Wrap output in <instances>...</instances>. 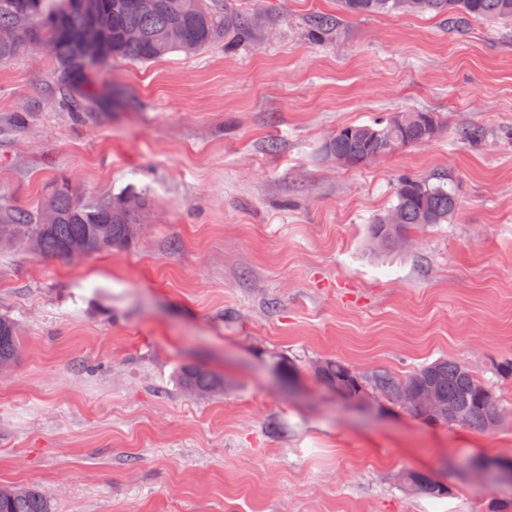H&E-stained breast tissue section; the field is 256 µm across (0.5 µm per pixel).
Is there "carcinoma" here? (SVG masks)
Returning <instances> with one entry per match:
<instances>
[{"label": "carcinoma", "instance_id": "cac0c4a2", "mask_svg": "<svg viewBox=\"0 0 512 512\" xmlns=\"http://www.w3.org/2000/svg\"><path fill=\"white\" fill-rule=\"evenodd\" d=\"M19 0H0V30L13 29L18 40L0 44V60L22 52L29 40H48L57 62V74L50 87L58 106L81 112L94 95L88 86L81 45L69 33L82 28L85 14L73 0H38L36 12L17 5ZM136 0H96L103 61L125 58L147 63L172 52H195L224 40V50L232 51L253 28L247 16L233 10L225 0H157L150 13L137 9ZM348 17L377 14H435L450 19L482 18L492 22H512V0H341ZM442 129L431 112H402L399 124L386 118L371 124H349L336 130L323 147L324 155L344 159L354 167L377 158L420 145L432 129ZM397 203L379 216L369 230V240L386 252L402 247L410 230L427 224H444L459 208V195L443 181L432 184L405 175L396 188ZM148 206L145 195L135 192L118 196L90 195L67 181L54 184L40 207L27 210L0 205V234L12 244H38L36 254L66 259L65 249L75 240L89 243L95 253L128 246L140 234L138 208ZM22 354L17 323L0 316V366L13 365ZM315 376L326 386L354 397L366 389L407 409L432 425L453 426L448 411L464 417L461 426L479 431L494 427L500 420L498 400L474 369L463 361L440 358L420 365L405 375L385 369L357 372L339 360L316 365ZM189 394L210 393L224 388V379L200 367H187L179 377ZM423 387L433 389L438 406L430 409L414 396ZM400 486L417 495L439 497L447 487L424 471L409 470ZM0 512H54L48 494L34 486L0 484Z\"/></svg>", "mask_w": 512, "mask_h": 512}]
</instances>
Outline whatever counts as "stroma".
Masks as SVG:
<instances>
[{"instance_id": "stroma-1", "label": "stroma", "mask_w": 512, "mask_h": 512, "mask_svg": "<svg viewBox=\"0 0 512 512\" xmlns=\"http://www.w3.org/2000/svg\"><path fill=\"white\" fill-rule=\"evenodd\" d=\"M253 31L149 63L92 69L111 110L47 95L43 39L0 62V202L41 205L64 178L147 191L130 246L77 261L0 247V314L20 360L0 373V483L56 512H489L512 501V25L343 16L339 0H230ZM337 18L312 39L315 16ZM29 129L8 131L12 113ZM432 112L433 141L355 166L338 128ZM478 129V141L463 137ZM450 176L448 223L369 244L401 175ZM470 364L502 409L489 431L424 424L313 375L341 360L402 374ZM224 389L193 395L182 368ZM418 469L449 492L409 494Z\"/></svg>"}]
</instances>
